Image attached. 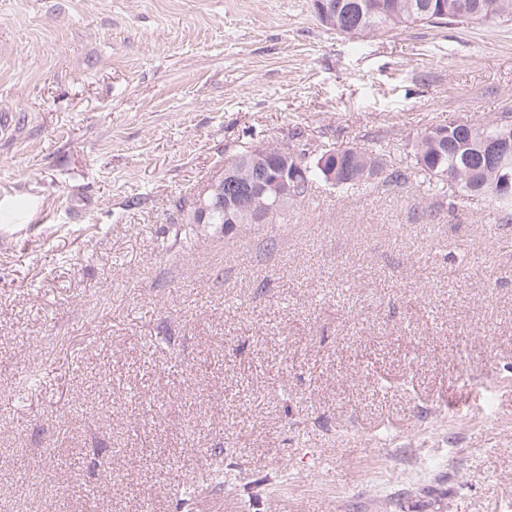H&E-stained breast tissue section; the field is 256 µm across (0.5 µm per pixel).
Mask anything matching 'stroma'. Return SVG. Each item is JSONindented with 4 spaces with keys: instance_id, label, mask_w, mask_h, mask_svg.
<instances>
[{
    "instance_id": "1",
    "label": "stroma",
    "mask_w": 512,
    "mask_h": 512,
    "mask_svg": "<svg viewBox=\"0 0 512 512\" xmlns=\"http://www.w3.org/2000/svg\"><path fill=\"white\" fill-rule=\"evenodd\" d=\"M506 112L512 24L0 0V512H512V223L412 148ZM294 134L411 178L180 241Z\"/></svg>"
}]
</instances>
